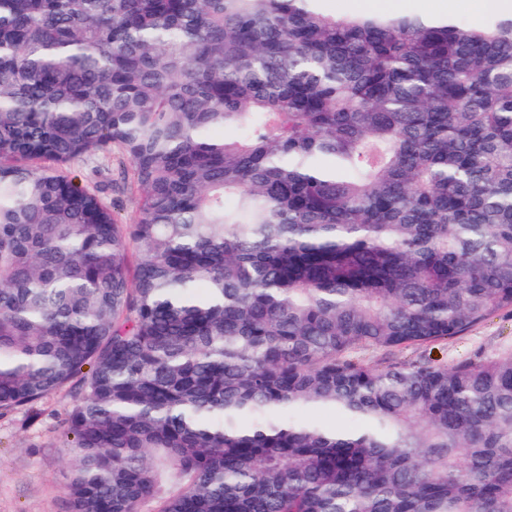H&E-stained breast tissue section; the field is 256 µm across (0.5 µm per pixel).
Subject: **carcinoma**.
Instances as JSON below:
<instances>
[{"label": "carcinoma", "instance_id": "1", "mask_svg": "<svg viewBox=\"0 0 512 512\" xmlns=\"http://www.w3.org/2000/svg\"><path fill=\"white\" fill-rule=\"evenodd\" d=\"M321 2L0 0V414L71 387L69 512H512V350L419 352L512 309V15ZM352 2L362 3V8L351 7ZM325 9L336 16L356 13H391V14H422L436 15L434 10L425 11L421 0H327L324 3ZM454 5L448 3V10H441L437 17H446L452 14Z\"/></svg>", "mask_w": 512, "mask_h": 512}]
</instances>
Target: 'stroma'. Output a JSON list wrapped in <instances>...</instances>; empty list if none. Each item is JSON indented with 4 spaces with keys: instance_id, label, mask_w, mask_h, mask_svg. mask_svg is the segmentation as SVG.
Segmentation results:
<instances>
[{
    "instance_id": "1",
    "label": "stroma",
    "mask_w": 512,
    "mask_h": 512,
    "mask_svg": "<svg viewBox=\"0 0 512 512\" xmlns=\"http://www.w3.org/2000/svg\"><path fill=\"white\" fill-rule=\"evenodd\" d=\"M512 348V311H502L446 344L427 347L440 362ZM75 404L60 390L42 407L35 424L24 414L0 416V512H68L64 474L73 454L63 420Z\"/></svg>"
}]
</instances>
